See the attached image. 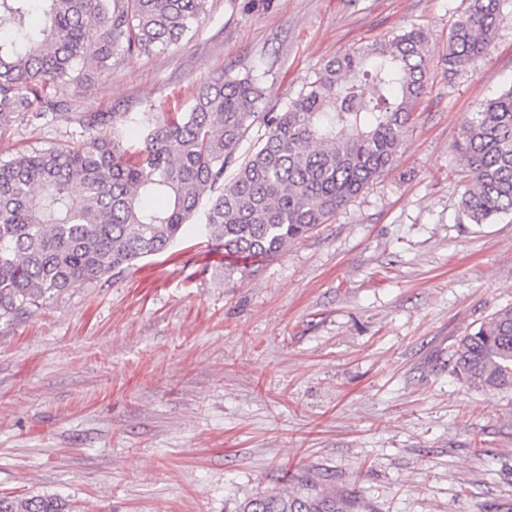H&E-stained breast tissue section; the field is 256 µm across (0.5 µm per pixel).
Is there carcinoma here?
<instances>
[{
  "instance_id": "carcinoma-1",
  "label": "carcinoma",
  "mask_w": 512,
  "mask_h": 512,
  "mask_svg": "<svg viewBox=\"0 0 512 512\" xmlns=\"http://www.w3.org/2000/svg\"><path fill=\"white\" fill-rule=\"evenodd\" d=\"M507 0H466L448 37L452 78L488 54ZM209 0H0V134L22 116L39 121L49 89L81 83L119 54L179 44ZM42 16L30 23L32 11ZM427 34L410 29L334 57L278 112L266 111L259 78L224 74L200 83L185 112H134L126 142L109 117L75 145L0 159V321L39 309L73 288L163 256L193 229L228 258L262 259L309 235L377 179L398 153L427 82ZM264 127L242 161L236 153ZM456 151L473 173L460 210L472 224L512 214V88L468 113ZM236 166L226 180L224 172ZM451 373L469 389L512 394V306L453 346ZM306 478L296 491L262 495L242 512H354ZM0 512H65L61 499L0 498Z\"/></svg>"
}]
</instances>
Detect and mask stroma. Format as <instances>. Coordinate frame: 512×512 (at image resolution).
Segmentation results:
<instances>
[{"instance_id": "obj_1", "label": "stroma", "mask_w": 512, "mask_h": 512, "mask_svg": "<svg viewBox=\"0 0 512 512\" xmlns=\"http://www.w3.org/2000/svg\"><path fill=\"white\" fill-rule=\"evenodd\" d=\"M464 0H211L190 38L113 58L0 135V158L89 139L80 116L183 111L223 72L269 106L324 63L420 28L429 80L392 164L281 254L225 272L170 254L0 323V498L69 512H241L305 477L363 512H512V394L467 389L448 353L512 306V215L469 223L464 116L512 87V0L486 57L444 73ZM0 512H65L60 498L34 495L21 499L0 498Z\"/></svg>"}]
</instances>
